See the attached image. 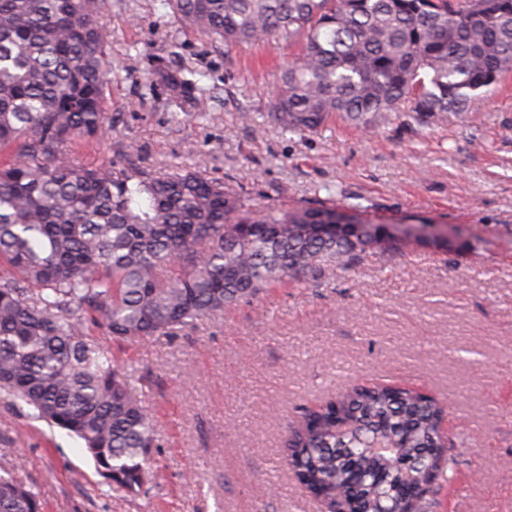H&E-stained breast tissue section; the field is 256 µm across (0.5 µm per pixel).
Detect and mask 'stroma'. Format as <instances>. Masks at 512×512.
<instances>
[{
	"instance_id": "35a3bbf8",
	"label": "stroma",
	"mask_w": 512,
	"mask_h": 512,
	"mask_svg": "<svg viewBox=\"0 0 512 512\" xmlns=\"http://www.w3.org/2000/svg\"><path fill=\"white\" fill-rule=\"evenodd\" d=\"M106 21L112 129L69 146L76 164L188 166L253 212L352 206L365 223L447 238L278 286L170 337L116 342L90 327L136 367L155 417L144 492L108 489L77 437L1 400L0 474L44 512H322L280 464L285 430L384 382L446 406L455 479L435 512H512V74L465 120L399 112L371 134L337 117L293 133L267 116L287 43L214 48L160 0H107ZM180 65L210 88L204 109L166 106L154 74Z\"/></svg>"
}]
</instances>
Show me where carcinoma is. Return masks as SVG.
<instances>
[{
    "mask_svg": "<svg viewBox=\"0 0 512 512\" xmlns=\"http://www.w3.org/2000/svg\"><path fill=\"white\" fill-rule=\"evenodd\" d=\"M212 45L298 47L270 115L314 133L334 116L375 131L396 112L459 115L512 73V0H163ZM105 0H0V396L79 438L112 490L151 479L153 416L131 364L88 336H171L283 280L308 285L409 238L349 209L243 213L241 193L190 168L75 164L102 138ZM169 104L202 107L191 69L155 72ZM444 405L411 389L356 386L286 434L282 467L335 512H394L406 490L432 512L449 482ZM0 475V512H41Z\"/></svg>",
    "mask_w": 512,
    "mask_h": 512,
    "instance_id": "carcinoma-1",
    "label": "carcinoma"
}]
</instances>
